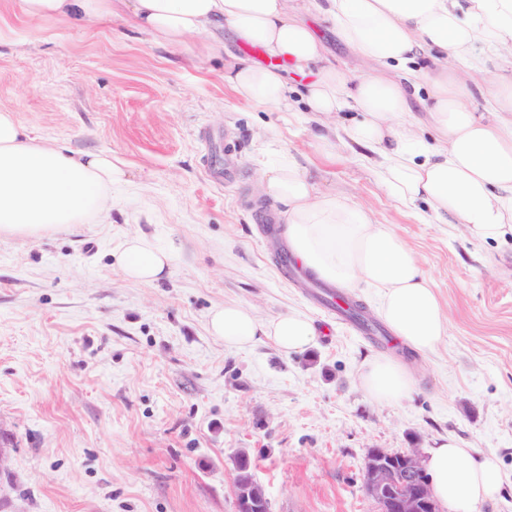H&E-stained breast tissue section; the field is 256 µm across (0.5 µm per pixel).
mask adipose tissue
Segmentation results:
<instances>
[{
	"mask_svg": "<svg viewBox=\"0 0 512 512\" xmlns=\"http://www.w3.org/2000/svg\"><path fill=\"white\" fill-rule=\"evenodd\" d=\"M26 16L85 25L124 11L155 43L177 48L200 39L223 51L224 31L262 48L268 65L234 57L224 82L247 101L296 111L305 103L322 127L326 153L356 151L401 208L426 205L439 222L454 220L473 239L512 236V0H20ZM310 9L380 72L354 77L332 64L322 40L300 19ZM310 76L301 101L288 96L280 63ZM431 85L420 101L421 82ZM488 108L476 111L475 98ZM422 102L427 121L413 112ZM123 162L38 142L15 112L0 109V238H44L112 209L113 187L126 184ZM266 196L281 204L296 258L316 277L348 290L370 288L393 335L417 354L435 352L448 317L432 280L405 241L359 204L321 191L284 155L262 172ZM117 261L127 279L152 283L172 257L142 234L127 238ZM212 334L233 347L264 340L285 354L305 351L318 334L299 312L259 320L248 306L214 309ZM358 385L378 405L399 403L416 388L389 357L368 361ZM434 496L451 512H476L501 492L498 460L448 440L430 449Z\"/></svg>",
	"mask_w": 512,
	"mask_h": 512,
	"instance_id": "1",
	"label": "adipose tissue"
}]
</instances>
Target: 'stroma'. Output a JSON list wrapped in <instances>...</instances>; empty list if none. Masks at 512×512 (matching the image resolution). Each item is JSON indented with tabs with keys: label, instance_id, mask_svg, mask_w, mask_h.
Instances as JSON below:
<instances>
[{
	"label": "stroma",
	"instance_id": "stroma-1",
	"mask_svg": "<svg viewBox=\"0 0 512 512\" xmlns=\"http://www.w3.org/2000/svg\"><path fill=\"white\" fill-rule=\"evenodd\" d=\"M305 21L351 75L376 71ZM0 109L40 142L118 158L131 180L105 220L0 239V512H235L242 451L270 512H377L368 450L425 455L448 438L499 461L501 493L478 512H512V238L401 210L350 152H323L311 113L238 98L222 59L156 46L120 17L75 27L0 0ZM204 129L236 141L238 181L208 179ZM286 153L391 225L436 285L449 332L427 358L399 351L417 383L401 403L356 384L389 346L309 302L257 236L256 181ZM137 233L171 253L162 281H130L115 260ZM231 302L262 320L304 313L319 336L289 356L227 346L208 314Z\"/></svg>",
	"mask_w": 512,
	"mask_h": 512
}]
</instances>
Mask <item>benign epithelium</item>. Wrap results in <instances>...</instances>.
Masks as SVG:
<instances>
[{"instance_id":"1","label":"benign epithelium","mask_w":512,"mask_h":512,"mask_svg":"<svg viewBox=\"0 0 512 512\" xmlns=\"http://www.w3.org/2000/svg\"><path fill=\"white\" fill-rule=\"evenodd\" d=\"M401 469L395 470L393 455L382 449H371L364 461L362 488L378 507V512H438L433 497L424 458L416 448L400 455ZM236 512H270V500L265 488L254 477H235Z\"/></svg>"}]
</instances>
